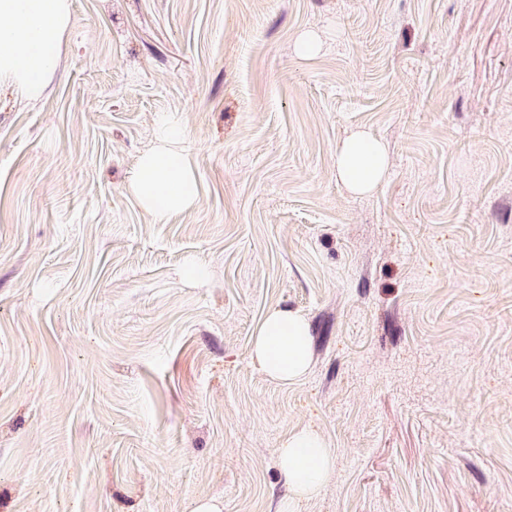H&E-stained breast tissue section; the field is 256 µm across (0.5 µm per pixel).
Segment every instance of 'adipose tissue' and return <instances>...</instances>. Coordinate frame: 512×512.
Here are the masks:
<instances>
[{"label":"adipose tissue","instance_id":"ef3b65f1","mask_svg":"<svg viewBox=\"0 0 512 512\" xmlns=\"http://www.w3.org/2000/svg\"><path fill=\"white\" fill-rule=\"evenodd\" d=\"M70 25V0H0V87L29 101L40 99L58 70ZM183 140L181 125L161 121L153 146L141 155L130 179L131 195L158 224L193 207L199 198L196 168ZM334 167L337 182L347 192L369 194L388 174L387 147L365 129L350 130L336 146ZM311 344L305 316L276 307L258 325L250 359L271 380L288 386L308 373ZM277 462L290 487L280 512H299L329 483L336 459L324 437L305 427L281 441Z\"/></svg>","mask_w":512,"mask_h":512}]
</instances>
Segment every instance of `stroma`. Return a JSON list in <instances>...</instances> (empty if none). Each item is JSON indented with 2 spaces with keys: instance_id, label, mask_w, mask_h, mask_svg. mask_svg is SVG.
<instances>
[{
  "instance_id": "1",
  "label": "stroma",
  "mask_w": 512,
  "mask_h": 512,
  "mask_svg": "<svg viewBox=\"0 0 512 512\" xmlns=\"http://www.w3.org/2000/svg\"><path fill=\"white\" fill-rule=\"evenodd\" d=\"M61 56L0 90V512H279L306 426L336 471L301 512H512V0H72ZM165 117L199 200L155 224ZM283 306L288 387L249 358ZM184 130L174 121H161L153 146L143 153L130 179V193L155 223L193 207L199 198L196 168L182 146ZM334 167L336 181L347 192L369 194L388 174L387 147L367 130L352 129L336 146ZM312 337L303 314L288 307L269 310L252 338L250 359L271 380L288 386L311 366Z\"/></svg>"
}]
</instances>
